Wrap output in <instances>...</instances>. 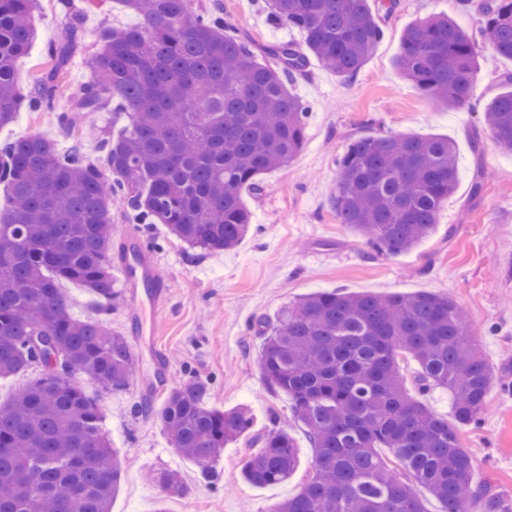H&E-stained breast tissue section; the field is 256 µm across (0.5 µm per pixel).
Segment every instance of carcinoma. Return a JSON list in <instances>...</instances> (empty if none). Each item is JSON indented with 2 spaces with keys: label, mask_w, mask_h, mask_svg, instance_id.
Segmentation results:
<instances>
[{
  "label": "carcinoma",
  "mask_w": 512,
  "mask_h": 512,
  "mask_svg": "<svg viewBox=\"0 0 512 512\" xmlns=\"http://www.w3.org/2000/svg\"><path fill=\"white\" fill-rule=\"evenodd\" d=\"M140 18L97 34L95 77L59 115L65 129L87 112L122 111L124 127L98 139L90 161L39 135L0 144V377L40 369L0 404V512H110L121 464L102 432V414L86 390L129 384L135 353L100 321L73 317L60 283L73 281L112 308V203L129 224L169 233L206 253L235 249L249 231L241 192L262 190L259 176L301 150L308 108L290 90L314 56L337 75L353 76L383 29L377 11L397 0H268L270 16L300 29L308 52L288 41L258 53L224 20V5L194 13L191 0H120ZM480 15L477 32L448 16L407 26L396 58L413 88L452 108L470 103L480 69L478 39L512 59V0H455ZM38 0H0V128L23 104L53 110L59 76L81 45L82 22L66 19L47 48L48 68L28 96L16 60L36 37ZM509 87L484 106L494 144L512 153ZM456 146L444 137L381 134L352 141L338 160L333 207L385 255L413 250L432 232L457 186ZM259 362L268 389L281 391L307 428L313 473L271 512H426L424 486L441 512H512L474 476L473 457L456 425H475L493 374L462 308L434 291L349 294L316 291L261 322ZM419 366L416 391L450 393L455 423L411 395L401 363ZM208 382L192 375L136 412L155 416L169 440L213 475L220 452L247 436L252 413L207 405ZM244 479L264 486L298 468L295 440L273 416L248 440ZM166 492L185 493L179 473L159 476Z\"/></svg>",
  "instance_id": "obj_1"
}]
</instances>
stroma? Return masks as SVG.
<instances>
[{
    "mask_svg": "<svg viewBox=\"0 0 512 512\" xmlns=\"http://www.w3.org/2000/svg\"><path fill=\"white\" fill-rule=\"evenodd\" d=\"M267 0H223L224 16L254 48L279 40L297 45L304 36L288 24L268 19ZM453 14L466 28L479 24L476 12L454 11L452 0H398L383 18V37L359 71L345 79L311 60L307 75L292 91L311 106L301 151L288 164L260 178L261 192L244 190L251 230L236 249L208 254L168 234L151 231L152 254L165 270L166 301L159 315L133 313L126 292L110 311L76 283L64 284L71 311L81 320H100L131 343L149 349L137 358L127 388L93 391L102 429L122 466L112 512H270L296 494L311 472L313 451L306 428L289 408L286 395L266 388L259 364L261 319H275L283 306L319 290L345 293L448 295L466 313L495 381L479 426H463L459 438L473 450L479 479L491 481L501 498L512 501V153L494 145L481 106L502 90L501 76L512 59L493 58L489 43L479 51L488 63L475 77L474 105L438 106L416 92L395 66L405 28L417 20ZM79 15L83 46L61 78L55 111L22 110L0 129V140L37 134L65 150L83 141L88 159H97L93 141L81 130L63 132L58 113L71 87L94 77L98 30L136 25L119 0H41L36 38L16 61L20 93H29L46 66L44 47L63 33L62 20ZM386 133L439 136L457 150L459 181L441 207L432 234L412 251L396 256L374 253L366 240L341 224L332 205L337 161L357 137ZM483 188L473 192L475 172ZM195 375L209 383L208 403L227 410L249 408L253 433L264 432L272 413L284 418L294 437L299 466L288 482L256 487L242 477L244 443L225 448L211 480L172 448L157 418L132 414L141 400L160 405L165 392ZM179 472L188 492L165 497L151 475Z\"/></svg>",
    "mask_w": 512,
    "mask_h": 512,
    "instance_id": "obj_1",
    "label": "stroma"
}]
</instances>
